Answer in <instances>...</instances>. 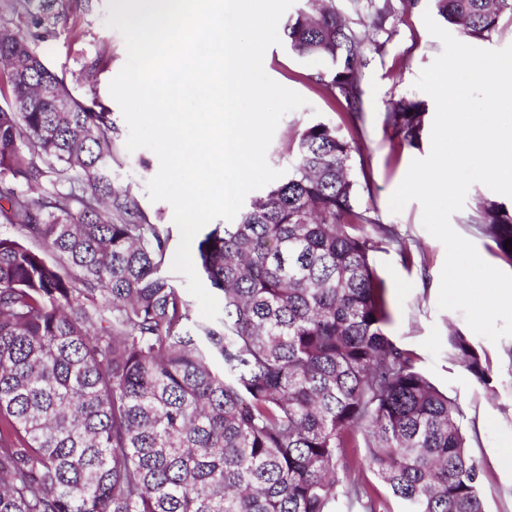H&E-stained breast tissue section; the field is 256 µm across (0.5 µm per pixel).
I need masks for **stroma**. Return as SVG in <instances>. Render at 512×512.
<instances>
[{"instance_id":"1","label":"stroma","mask_w":512,"mask_h":512,"mask_svg":"<svg viewBox=\"0 0 512 512\" xmlns=\"http://www.w3.org/2000/svg\"><path fill=\"white\" fill-rule=\"evenodd\" d=\"M107 6L108 0H92L87 7L67 0V18L57 28L49 62L74 98L86 104L99 102L111 112L114 181L132 186L135 202L149 222L170 227L176 237L180 230L174 225L172 206L151 201L148 195L147 185L159 170L157 156L146 148L133 152L126 149L128 127L109 92L111 80L126 61V46L122 35L105 24ZM431 7L430 0H418L415 6L405 7L389 18L384 31L367 34L363 51L368 64L361 75L364 114L355 138L353 172L367 176L360 205L370 208L379 223L391 227L401 239L397 245H381L374 254L376 270L388 288L392 313L388 331L403 349L417 356L419 367L462 408L470 452L484 471L482 493L488 512H512V464H504L500 458L504 441L512 440V336L490 342L471 334L462 313L438 309L445 247L424 229L419 202H409L397 214L389 208L390 196L411 161L426 157L431 149L430 134H423L419 145L408 146L399 143L384 124L391 104L403 99L424 103V124H433V99L413 86L422 69L430 66L443 49L423 20L424 12ZM265 58L268 76L307 101L306 106L281 118L267 150L268 164L283 170L289 159L286 146L298 130L317 121L342 125L344 110L309 79L320 69L319 60L296 56L284 44L270 47ZM489 193L484 185H472L463 209L452 215L451 225L475 245L487 263L512 273V263L472 222L479 198ZM403 246L410 249L412 264H404L401 259L399 249ZM453 328L470 334L488 368L490 387L479 385L452 358L448 332Z\"/></svg>"}]
</instances>
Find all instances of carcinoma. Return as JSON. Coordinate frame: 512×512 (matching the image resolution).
Here are the masks:
<instances>
[{
	"label": "carcinoma",
	"mask_w": 512,
	"mask_h": 512,
	"mask_svg": "<svg viewBox=\"0 0 512 512\" xmlns=\"http://www.w3.org/2000/svg\"><path fill=\"white\" fill-rule=\"evenodd\" d=\"M487 39L512 0H433ZM64 0H24L26 37L0 23V512H487L463 411L388 335L373 253L393 230L358 206L354 140L300 130L284 179L236 224L195 243L220 294L195 317L168 274L172 236L112 179V119L76 100L45 61ZM383 29L393 0H351ZM290 50L358 131L364 38L319 0L283 27ZM422 103L386 127L409 146ZM48 179L53 190L28 192ZM474 223L512 261V205L482 197ZM452 354L484 387L470 338ZM364 444L376 482L360 479Z\"/></svg>",
	"instance_id": "carcinoma-1"
}]
</instances>
